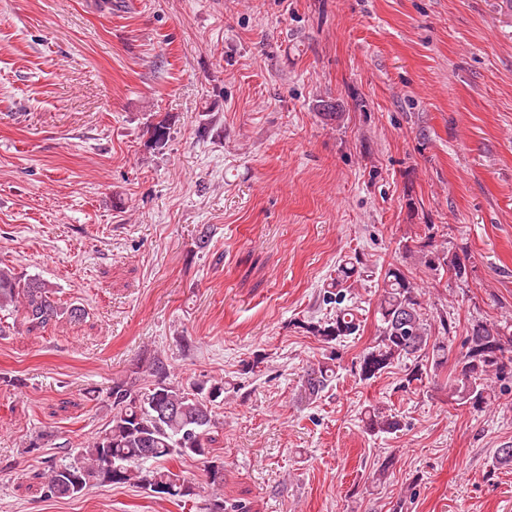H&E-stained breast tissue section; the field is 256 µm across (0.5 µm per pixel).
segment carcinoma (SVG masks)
I'll return each mask as SVG.
<instances>
[{
	"mask_svg": "<svg viewBox=\"0 0 512 512\" xmlns=\"http://www.w3.org/2000/svg\"><path fill=\"white\" fill-rule=\"evenodd\" d=\"M418 260L437 275L467 282V265L455 254L440 249L427 236L418 245ZM373 269L359 253L345 257L336 267V276L324 287L323 302L336 308L324 323H309L307 331L326 344L342 342L358 334L360 320L351 308L349 292L354 284L370 277ZM378 338L359 357L356 375L369 381L395 363L406 366L407 388L423 375L436 376L448 365L451 335L457 332L456 319L439 314L425 317L422 289L398 266H390L378 285ZM0 336H6L21 322L31 327L73 322L83 318L79 302L61 304L55 290L38 277L24 278L15 269L0 264ZM336 357L329 355L302 376V387L310 397H318L336 377ZM148 385L117 381L107 393L112 421L103 431L72 450L70 456L48 466L42 483L44 498L72 497L106 485L164 487L162 497L186 503L196 496V486L173 461L202 458L212 466L214 429L219 424L215 408L224 401V381L194 383L189 387L173 380L169 365L155 356L145 366ZM512 330L477 322L467 331L462 349L456 354L454 376L447 382L448 402L483 412L506 395H512ZM366 428L376 433L399 430L397 416L374 407L365 411Z\"/></svg>",
	"mask_w": 512,
	"mask_h": 512,
	"instance_id": "obj_1",
	"label": "carcinoma"
}]
</instances>
